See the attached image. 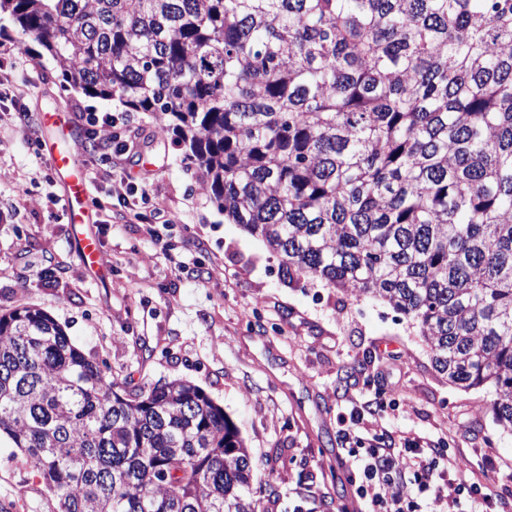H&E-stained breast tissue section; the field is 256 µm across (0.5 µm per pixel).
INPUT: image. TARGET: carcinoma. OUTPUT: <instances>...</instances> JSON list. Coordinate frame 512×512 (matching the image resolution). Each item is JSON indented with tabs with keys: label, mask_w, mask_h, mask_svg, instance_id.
<instances>
[{
	"label": "carcinoma",
	"mask_w": 512,
	"mask_h": 512,
	"mask_svg": "<svg viewBox=\"0 0 512 512\" xmlns=\"http://www.w3.org/2000/svg\"><path fill=\"white\" fill-rule=\"evenodd\" d=\"M63 86L167 118L286 268L415 321L512 432V0H0ZM58 512H263L239 430L134 396L46 311L0 316V434Z\"/></svg>",
	"instance_id": "obj_1"
}]
</instances>
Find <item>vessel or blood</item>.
I'll list each match as a JSON object with an SVG mask.
<instances>
[{"instance_id": "b4317fda", "label": "vessel or blood", "mask_w": 512, "mask_h": 512, "mask_svg": "<svg viewBox=\"0 0 512 512\" xmlns=\"http://www.w3.org/2000/svg\"><path fill=\"white\" fill-rule=\"evenodd\" d=\"M42 122L56 128L60 135L59 140L44 141L42 147L52 171L67 188L66 211L68 221L75 229L77 255L84 266L96 268L102 264V250L98 239L85 230L91 220L87 177L74 152L63 145L72 134V126L68 118L57 112L43 113Z\"/></svg>"}]
</instances>
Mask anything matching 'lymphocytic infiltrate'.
Listing matches in <instances>:
<instances>
[{
  "instance_id": "obj_1",
  "label": "lymphocytic infiltrate",
  "mask_w": 512,
  "mask_h": 512,
  "mask_svg": "<svg viewBox=\"0 0 512 512\" xmlns=\"http://www.w3.org/2000/svg\"><path fill=\"white\" fill-rule=\"evenodd\" d=\"M80 118L90 129L102 120L115 128L113 150L102 159L108 165L106 180L122 183V171L111 161L127 147L125 115L102 118L84 112ZM363 421L360 409H353L350 424L342 433L348 480L356 488L363 512H500L498 500L481 482L453 476L450 466L439 463L430 438L408 435L402 437L400 447L381 448L360 436Z\"/></svg>"
}]
</instances>
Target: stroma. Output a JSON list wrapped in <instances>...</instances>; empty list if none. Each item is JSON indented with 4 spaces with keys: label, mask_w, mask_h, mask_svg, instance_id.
<instances>
[{
    "label": "stroma",
    "mask_w": 512,
    "mask_h": 512,
    "mask_svg": "<svg viewBox=\"0 0 512 512\" xmlns=\"http://www.w3.org/2000/svg\"><path fill=\"white\" fill-rule=\"evenodd\" d=\"M21 43L26 55L14 56ZM0 71L9 79L0 87V316L45 310L126 393L176 379L202 388L239 428L265 512L356 508L341 431L364 401L377 410L369 426L431 436L453 455L457 474L481 480L512 512V433L495 424L490 391L448 383L418 325L389 304L287 273L260 237L213 205L163 117L136 114L121 161L131 183L149 192L141 218L103 181L90 230L105 269L80 263L65 188L31 142L52 134L43 113L66 114L88 178H101L112 130L88 132L79 114L123 107L63 88L37 43L14 31L0 36ZM159 214L171 225L158 241L147 227ZM0 512H57L5 437Z\"/></svg>",
    "instance_id": "1"
}]
</instances>
